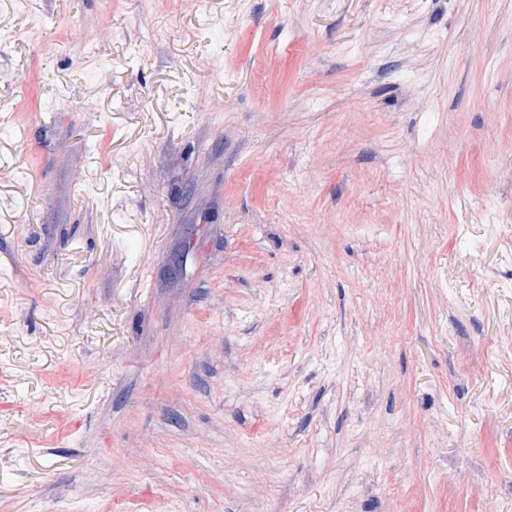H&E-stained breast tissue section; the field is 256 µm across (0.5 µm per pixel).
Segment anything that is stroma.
I'll return each instance as SVG.
<instances>
[{
	"label": "stroma",
	"mask_w": 512,
	"mask_h": 512,
	"mask_svg": "<svg viewBox=\"0 0 512 512\" xmlns=\"http://www.w3.org/2000/svg\"><path fill=\"white\" fill-rule=\"evenodd\" d=\"M0 512H512V0H0Z\"/></svg>",
	"instance_id": "obj_1"
}]
</instances>
